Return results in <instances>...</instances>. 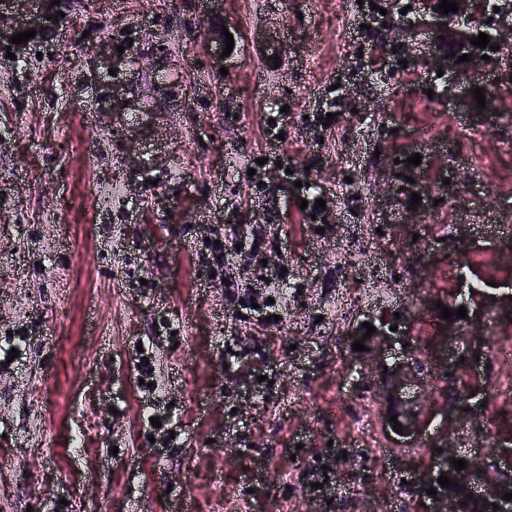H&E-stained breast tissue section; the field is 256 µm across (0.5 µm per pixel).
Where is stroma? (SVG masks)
Wrapping results in <instances>:
<instances>
[{"mask_svg":"<svg viewBox=\"0 0 512 512\" xmlns=\"http://www.w3.org/2000/svg\"><path fill=\"white\" fill-rule=\"evenodd\" d=\"M374 2L370 26L358 0H68L25 58L0 47V343L24 338L0 363V512H423L409 482L438 447L512 471L486 443L512 435L486 393L512 365H473L471 415L445 435L434 353L444 305L473 341L512 339V83L492 60L446 66L422 0ZM478 87L485 109L456 107ZM315 197L321 228L296 208ZM270 264L281 323L242 322L224 282L265 305ZM380 316L426 374L410 443L352 347ZM147 336L155 395L134 365ZM150 409L181 418L176 441Z\"/></svg>","mask_w":512,"mask_h":512,"instance_id":"stroma-1","label":"stroma"}]
</instances>
